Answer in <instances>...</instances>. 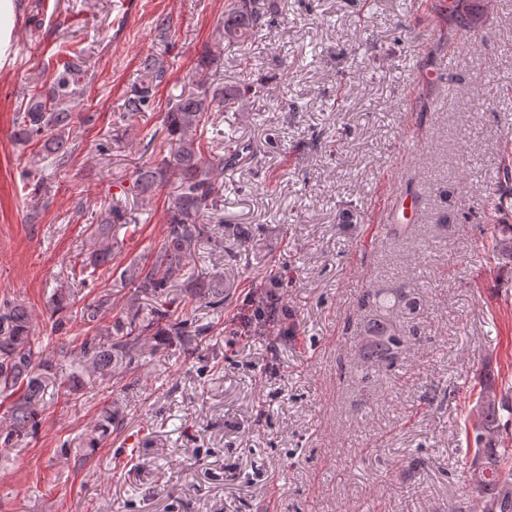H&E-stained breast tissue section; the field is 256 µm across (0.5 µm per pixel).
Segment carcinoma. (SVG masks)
<instances>
[{"mask_svg":"<svg viewBox=\"0 0 512 512\" xmlns=\"http://www.w3.org/2000/svg\"><path fill=\"white\" fill-rule=\"evenodd\" d=\"M264 15L255 0H232L224 15V24L216 29L214 46L207 48L197 61V70H218L224 45L241 48L258 35L264 26ZM80 50L67 51L62 67L54 78L51 95L36 97L18 113L16 124L23 140L43 142L46 154L64 162L73 127L72 104L79 95L83 66L75 62ZM226 92L215 86L182 93L168 101L161 113L160 126L150 139L157 159L138 171L130 193L146 201L159 188L173 183L176 193L166 209V229L156 251L143 263H132L119 273L122 287L132 289L124 297L111 289L97 301L80 308L79 317L93 326L111 311L110 340L102 345L96 338L84 339L79 349L67 359L51 360L43 356L39 337L30 311L18 301L0 302V405L5 426L0 428V444L8 447L14 438L34 431L40 424V404L46 383H73L84 373L109 380L117 368L130 367L133 355L141 349L143 337L177 336L186 344L190 356L196 350L191 342L201 341L218 331L216 325H194L186 318L189 305L207 300L215 306L224 304V284L205 280L191 271V261L198 239L208 233L204 218L220 211L222 195L219 176L224 168L236 164L242 151L249 149L224 135L218 128L219 113ZM126 224L124 210L114 205L106 223L97 225L102 238L99 248L82 260L81 273L93 278L100 267L112 264L110 225ZM495 252L512 259V224L497 225ZM184 287L175 295L172 288ZM279 281L260 287L257 298L241 313L239 327L246 332L258 327L279 336L295 333L290 323L292 313L279 300ZM73 303V292L66 283L55 288L50 297L54 309ZM399 339L386 327L377 325L369 331L364 344L368 359L388 360ZM503 404L490 393L477 401V423L473 425L476 445L472 480L481 504V512H512V448L498 446L500 409ZM122 418L105 408L90 430L88 447L100 441L119 426Z\"/></svg>","mask_w":512,"mask_h":512,"instance_id":"1","label":"carcinoma"}]
</instances>
